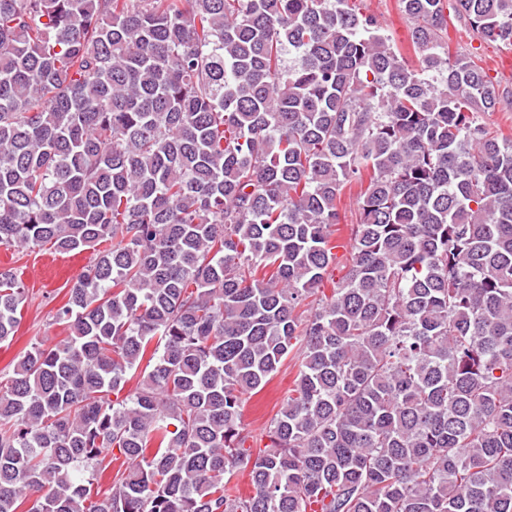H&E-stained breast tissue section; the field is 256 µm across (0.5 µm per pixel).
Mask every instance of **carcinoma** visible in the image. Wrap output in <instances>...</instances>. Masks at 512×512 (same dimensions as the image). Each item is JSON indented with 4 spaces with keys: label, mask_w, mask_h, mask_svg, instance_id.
Instances as JSON below:
<instances>
[{
    "label": "carcinoma",
    "mask_w": 512,
    "mask_h": 512,
    "mask_svg": "<svg viewBox=\"0 0 512 512\" xmlns=\"http://www.w3.org/2000/svg\"><path fill=\"white\" fill-rule=\"evenodd\" d=\"M400 3L413 61L354 0H0V247L94 254L0 381V512H512V84L448 49L512 0ZM297 367L286 360L272 381L258 394L246 397L242 423L253 435L259 436L267 422L274 416L282 400L288 395L296 377Z\"/></svg>",
    "instance_id": "obj_1"
}]
</instances>
